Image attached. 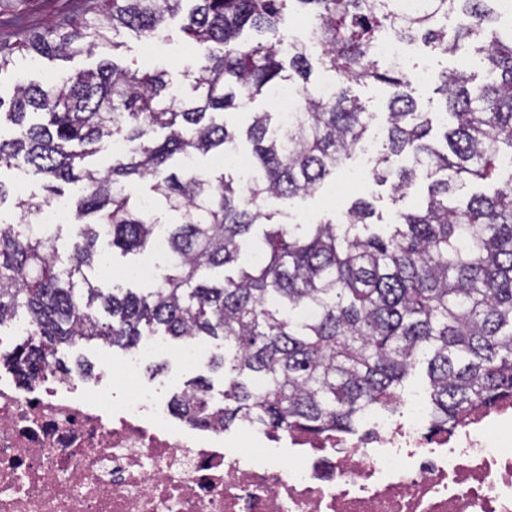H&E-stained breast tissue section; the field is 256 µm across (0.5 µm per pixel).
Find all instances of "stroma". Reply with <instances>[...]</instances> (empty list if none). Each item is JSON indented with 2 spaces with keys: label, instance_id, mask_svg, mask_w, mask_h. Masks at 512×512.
<instances>
[{
  "label": "stroma",
  "instance_id": "1",
  "mask_svg": "<svg viewBox=\"0 0 512 512\" xmlns=\"http://www.w3.org/2000/svg\"><path fill=\"white\" fill-rule=\"evenodd\" d=\"M83 11V0H0V46L15 51L14 66L0 73V96H12L18 79L43 83L59 72L93 69L101 60L111 59L120 65L135 62L150 68L165 69L181 98L193 100V80L185 74L186 63L193 50L184 42L180 30L181 21L177 18L169 21L168 43L160 49L149 47L146 41L124 31L117 38V47L107 46L98 49L92 55L80 54L67 59L42 58L34 61L26 52L20 51L19 45L27 32L40 31L64 20L79 22L83 17ZM426 63L432 73L431 80L417 79L411 81L410 86L419 111L428 113L432 120L430 138L435 145L440 146L444 143L442 132L445 102L442 95L436 91L435 74L447 69H465L477 74L481 68L475 57L467 51L453 56L432 53L428 55ZM351 91L373 114L372 125L367 135L368 141L380 144L386 126L387 101L392 94L391 87L360 82L352 84ZM336 180L340 183H351L352 191L337 197L318 193L291 200L287 206L290 223H318L329 215L345 211L356 199L364 198L374 205V224L383 225L391 222L395 211L415 206L427 196V182L423 179L417 180L402 196L393 194L389 185H377L373 180L371 168L362 167L360 158L356 155L352 156L345 168L337 173ZM176 351V346L165 347L158 357L159 362L165 365L163 372H145L146 383H165L167 394L172 395L180 392L187 381L204 376L211 380L215 392L223 391L224 377L221 373L209 370L203 363L181 364L175 358Z\"/></svg>",
  "mask_w": 512,
  "mask_h": 512
}]
</instances>
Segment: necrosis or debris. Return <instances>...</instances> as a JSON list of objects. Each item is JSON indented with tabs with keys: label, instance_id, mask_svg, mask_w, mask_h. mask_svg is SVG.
<instances>
[{
	"label": "necrosis or debris",
	"instance_id": "necrosis-or-debris-1",
	"mask_svg": "<svg viewBox=\"0 0 512 512\" xmlns=\"http://www.w3.org/2000/svg\"><path fill=\"white\" fill-rule=\"evenodd\" d=\"M156 352L93 387L53 365L35 386L0 376V512H512V400L444 429L415 403L362 434L229 430L140 383Z\"/></svg>",
	"mask_w": 512,
	"mask_h": 512
}]
</instances>
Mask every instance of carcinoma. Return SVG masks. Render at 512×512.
I'll return each mask as SVG.
<instances>
[{"label":"carcinoma","instance_id":"1","mask_svg":"<svg viewBox=\"0 0 512 512\" xmlns=\"http://www.w3.org/2000/svg\"><path fill=\"white\" fill-rule=\"evenodd\" d=\"M288 1L308 15L321 64L337 77L327 96L305 86L307 45L285 47ZM86 2L89 16L78 25L33 33L22 49L91 55L122 29L149 40L185 0ZM190 2L182 31L198 49L187 72L193 103L169 91L163 71L108 61L59 83L16 84L8 112L15 130L0 135V169L23 161L43 195L15 196L0 179V205L13 195L21 215L19 224L0 225V326L21 311L31 326L3 363L32 382L51 360L71 372L58 357L64 346L97 341L130 352L158 333L178 343L207 336L222 345L209 367L224 374L226 404L212 407L207 382L195 380L172 397L180 417L226 428L253 419L311 435L350 433L369 408L397 407L419 365L440 428L475 405L511 399L512 28H491L495 0H426L407 16L400 0ZM444 15L457 19L451 32ZM384 34L441 54L469 47L480 55L484 83L458 69L437 77L453 118L444 149L428 139L432 121L418 111L403 70L375 56ZM294 75L304 97L287 129L270 112L252 115L249 182L185 165L236 145L215 114ZM360 81L394 89L374 181L399 193L425 178L426 205L397 213L385 235L366 232L374 208L365 199L318 224L274 223L270 199L314 195L363 141L372 114L348 88ZM158 129L165 135L155 136ZM116 134L128 149L109 168L96 167L98 146ZM145 179L177 223H160L131 197L129 184ZM469 181L486 191L453 203ZM77 182L64 259L59 236L36 235L30 225L61 185ZM159 237L169 260L148 293L96 285L107 261L102 244L126 254ZM252 242L259 263L224 274Z\"/></svg>","mask_w":512,"mask_h":512}]
</instances>
